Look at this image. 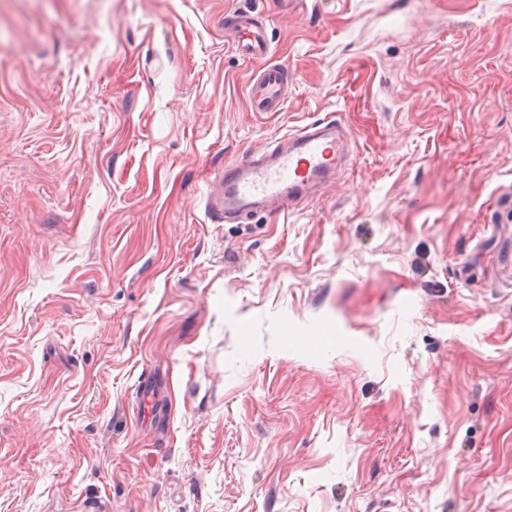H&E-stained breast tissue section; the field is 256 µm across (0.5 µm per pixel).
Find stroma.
<instances>
[{
	"mask_svg": "<svg viewBox=\"0 0 512 512\" xmlns=\"http://www.w3.org/2000/svg\"><path fill=\"white\" fill-rule=\"evenodd\" d=\"M510 253L512 0H0V512H512ZM230 29L234 35L236 50L245 58L262 59L268 56L269 46L262 33L263 20L249 12L232 15ZM288 92L287 71L269 64L252 81L249 98L254 112H279ZM281 143L259 156L226 163L218 188L206 205L220 217L248 214L265 201L301 199L316 183L331 179L348 152L341 123L318 120L289 133Z\"/></svg>",
	"mask_w": 512,
	"mask_h": 512,
	"instance_id": "1",
	"label": "stroma"
}]
</instances>
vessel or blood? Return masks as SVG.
Returning <instances> with one entry per match:
<instances>
[{
	"label": "vessel or blood",
	"instance_id": "obj_1",
	"mask_svg": "<svg viewBox=\"0 0 512 512\" xmlns=\"http://www.w3.org/2000/svg\"><path fill=\"white\" fill-rule=\"evenodd\" d=\"M263 22L250 13L233 17L231 30L237 51L246 58L268 56ZM288 76L280 65H267L252 81L253 111L277 112L285 103ZM348 152V137L333 120H318L289 133L284 145L258 156L225 164L216 191L206 204L214 215L246 214L263 202L285 197L299 199L316 183L331 179Z\"/></svg>",
	"mask_w": 512,
	"mask_h": 512
}]
</instances>
